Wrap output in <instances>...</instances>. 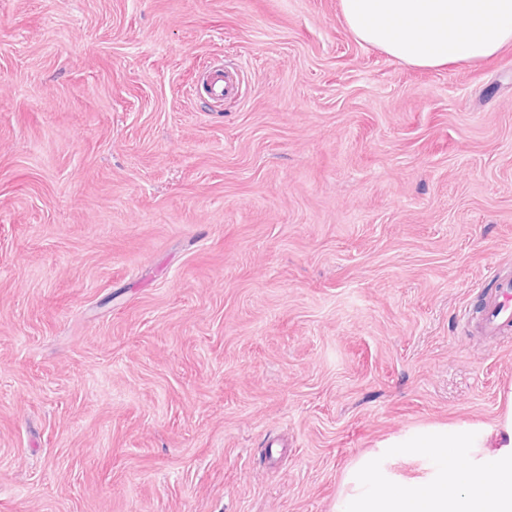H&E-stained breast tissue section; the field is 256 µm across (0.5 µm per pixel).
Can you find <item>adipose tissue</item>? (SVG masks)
I'll use <instances>...</instances> for the list:
<instances>
[{"label": "adipose tissue", "mask_w": 512, "mask_h": 512, "mask_svg": "<svg viewBox=\"0 0 512 512\" xmlns=\"http://www.w3.org/2000/svg\"><path fill=\"white\" fill-rule=\"evenodd\" d=\"M348 34L421 69L512 45V0H339ZM334 512H512V390L489 423L423 424L346 468Z\"/></svg>", "instance_id": "obj_1"}]
</instances>
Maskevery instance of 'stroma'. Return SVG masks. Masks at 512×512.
I'll return each mask as SVG.
<instances>
[{"mask_svg":"<svg viewBox=\"0 0 512 512\" xmlns=\"http://www.w3.org/2000/svg\"><path fill=\"white\" fill-rule=\"evenodd\" d=\"M496 266L512 46L428 70L339 0H0V512H332L378 440L495 416ZM209 94L215 99L235 95L238 80L234 74L224 71V66L214 62L209 66L207 77Z\"/></svg>","mask_w":512,"mask_h":512,"instance_id":"35a3bbf8","label":"stroma"}]
</instances>
